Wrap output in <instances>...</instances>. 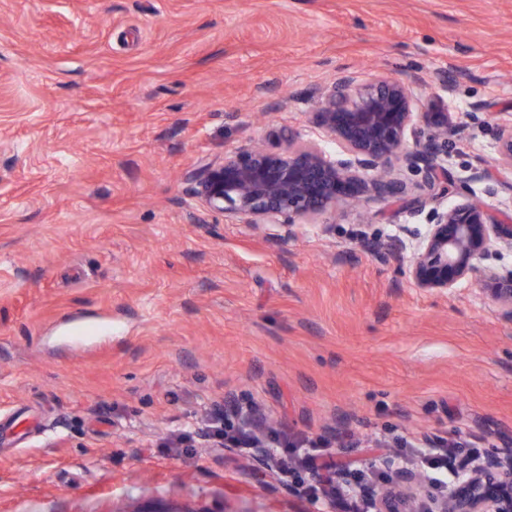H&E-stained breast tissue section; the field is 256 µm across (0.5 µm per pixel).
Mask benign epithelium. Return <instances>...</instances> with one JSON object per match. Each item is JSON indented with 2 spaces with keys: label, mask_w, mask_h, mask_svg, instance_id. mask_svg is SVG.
I'll return each instance as SVG.
<instances>
[{
  "label": "benign epithelium",
  "mask_w": 512,
  "mask_h": 512,
  "mask_svg": "<svg viewBox=\"0 0 512 512\" xmlns=\"http://www.w3.org/2000/svg\"><path fill=\"white\" fill-rule=\"evenodd\" d=\"M454 88L444 70L370 83L342 75L316 91L319 135L338 143L340 156L314 141H290L280 152L260 144L234 149L196 169L194 195L205 212L244 218L281 245L307 231L329 234L332 225L321 218L340 203L381 197L426 210L424 229L398 224L385 240H365L361 249L382 262H399L409 282L428 292L448 294L474 284L475 296L495 304L512 323V270L485 263L494 252H512V205L492 210L470 193L444 204L453 148L445 109ZM428 89L433 111L421 112ZM395 163L415 180L395 176ZM493 169L512 173L511 124L497 133ZM379 464L398 472L387 491L341 488L345 497H363L365 512H512V448L456 458L448 496L441 499L428 494L431 478L400 469L396 454L381 456Z\"/></svg>",
  "instance_id": "1"
}]
</instances>
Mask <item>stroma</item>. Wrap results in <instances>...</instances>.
I'll return each instance as SVG.
<instances>
[{"label": "stroma", "instance_id": "stroma-1", "mask_svg": "<svg viewBox=\"0 0 512 512\" xmlns=\"http://www.w3.org/2000/svg\"><path fill=\"white\" fill-rule=\"evenodd\" d=\"M438 69L471 178L512 124V0H0V512H325L238 449L168 451L244 394L366 472L402 437L512 445V324L359 247L425 216L375 198L282 246L190 179L315 139L343 73Z\"/></svg>", "mask_w": 512, "mask_h": 512}]
</instances>
